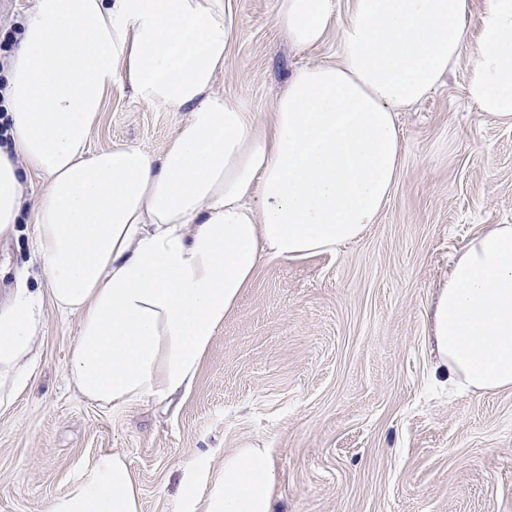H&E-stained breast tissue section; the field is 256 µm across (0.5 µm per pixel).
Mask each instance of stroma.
Returning <instances> with one entry per match:
<instances>
[{
  "mask_svg": "<svg viewBox=\"0 0 512 512\" xmlns=\"http://www.w3.org/2000/svg\"><path fill=\"white\" fill-rule=\"evenodd\" d=\"M216 87L267 116L289 77L336 60L288 43L275 0H233ZM468 60L397 116L398 184L375 224L333 253L263 261L179 405L101 408L68 386L78 319L60 316L34 257L33 219L0 239V308L19 276L37 334L0 367V512H47L101 455L121 451L142 512H181L182 478L249 442L277 468L274 512H512V392L458 395L434 377L428 312L456 253L512 224V125L469 102ZM187 114L113 84L89 146L157 154Z\"/></svg>",
  "mask_w": 512,
  "mask_h": 512,
  "instance_id": "1",
  "label": "stroma"
}]
</instances>
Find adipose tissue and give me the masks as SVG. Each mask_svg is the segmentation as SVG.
<instances>
[{
  "mask_svg": "<svg viewBox=\"0 0 512 512\" xmlns=\"http://www.w3.org/2000/svg\"><path fill=\"white\" fill-rule=\"evenodd\" d=\"M276 21L301 48L340 27L339 53L298 70L261 120L216 88L231 0H33L5 73L0 238L31 213L50 299L78 319L68 384L99 407L188 393L262 261L360 239L403 169L397 112L464 56L469 101L512 123V0L477 16L472 0H276ZM116 82L187 110L160 154L90 150ZM18 288L0 310V365L36 334L37 302ZM430 342L454 392L512 391V224L456 254ZM275 480L270 449L242 446L218 473H186L183 512H274ZM49 512H142L127 455L101 456Z\"/></svg>",
  "mask_w": 512,
  "mask_h": 512,
  "instance_id": "adipose-tissue-1",
  "label": "adipose tissue"
}]
</instances>
